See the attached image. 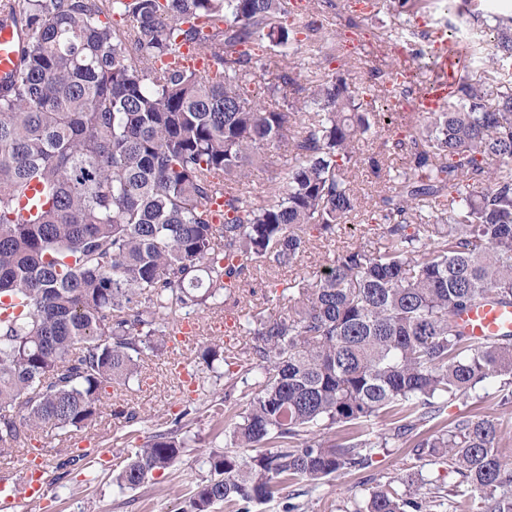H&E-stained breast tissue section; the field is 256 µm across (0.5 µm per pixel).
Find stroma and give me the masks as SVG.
<instances>
[{
	"label": "stroma",
	"mask_w": 512,
	"mask_h": 512,
	"mask_svg": "<svg viewBox=\"0 0 512 512\" xmlns=\"http://www.w3.org/2000/svg\"><path fill=\"white\" fill-rule=\"evenodd\" d=\"M358 17L365 31L377 34L399 25L419 29L431 20L423 12L400 11L396 0H374L373 5L362 8ZM311 19L319 27L318 34L305 36L286 53L277 47L268 48L266 56L270 63L296 67L302 76L315 74L328 80L335 67L327 59L336 51L338 35L348 30L347 15L338 9H327L312 14ZM396 134L397 126L392 123L378 127L374 136L359 142V161L349 170L348 181L361 202L360 208L347 223L337 227L332 239L312 238L306 251L288 267L256 271L243 288V300L248 307L279 311L274 294L277 284L319 274L346 248L364 245L374 251L382 249L384 241L368 224L367 211L372 200L386 189L387 180L374 174L368 159L378 153L382 139H393ZM227 317V311L220 307L195 312L200 326L198 337L189 344L170 343L162 352L144 355L138 380L126 390L108 391L95 421L65 435L56 429L39 430L32 433L28 442L31 450L60 459L86 450H129L165 430L168 422L182 413L186 419L181 436L186 446L171 467L153 472L140 488L121 491L112 483L111 460H103L91 473L78 463L64 469L59 480L48 488L45 499L28 506L26 512H180L190 488L210 477L205 458L211 447L220 448L225 443L207 412L211 400L221 396L222 390L211 380L206 381L201 392L183 386L170 365L177 362L189 370H198L200 351L225 338ZM502 397L499 380L486 382L469 399L450 403L442 418L450 425L463 414L484 413L502 418L505 434L498 450L512 461V413L502 407ZM119 405L136 410V422L114 416ZM414 444V436H405L390 443L387 449L376 450L364 470L327 478L312 491L306 484L294 485L280 499L252 505L251 512H289L295 504L300 512H349L354 504L362 502L375 478L431 479L448 486L458 482V475L447 464L426 453L416 454Z\"/></svg>",
	"instance_id": "1"
}]
</instances>
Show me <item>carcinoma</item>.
Segmentation results:
<instances>
[{
    "label": "carcinoma",
    "instance_id": "carcinoma-1",
    "mask_svg": "<svg viewBox=\"0 0 512 512\" xmlns=\"http://www.w3.org/2000/svg\"><path fill=\"white\" fill-rule=\"evenodd\" d=\"M23 34L20 63L0 84V456L25 450L40 428L78 430L96 419L108 387H127L192 311L241 304L261 266L283 268L309 237L328 238L359 206L346 173L357 143L393 113L385 79H365L335 56L336 75L299 83L280 70L268 88L303 91L314 112L268 110L250 94L255 49L300 34L288 0H11ZM354 13L360 0H321ZM470 18L464 65L448 103L382 143L407 155L370 211L385 250L348 247L314 280L281 291L282 310H250L236 332L249 348L215 344L224 397L243 412L213 416L228 435L205 459L210 478L183 512H249L295 484L366 468L374 451L409 434L460 476L446 487L379 481L353 512H439L479 501L512 512V463L491 415L448 427V403L503 378L512 385V336L483 343L457 317L492 298L512 304V85L487 103L497 63L512 61V13L485 0H442ZM128 21L114 27L111 16ZM495 53L485 55L484 26ZM194 42L215 71L157 67ZM286 144L293 163L267 199L242 191L252 166ZM500 165L491 169L490 158ZM40 186L24 220L17 202ZM224 189L223 222L208 203ZM183 412L113 469L135 490L180 456ZM383 417L386 429L374 433Z\"/></svg>",
    "mask_w": 512,
    "mask_h": 512
}]
</instances>
